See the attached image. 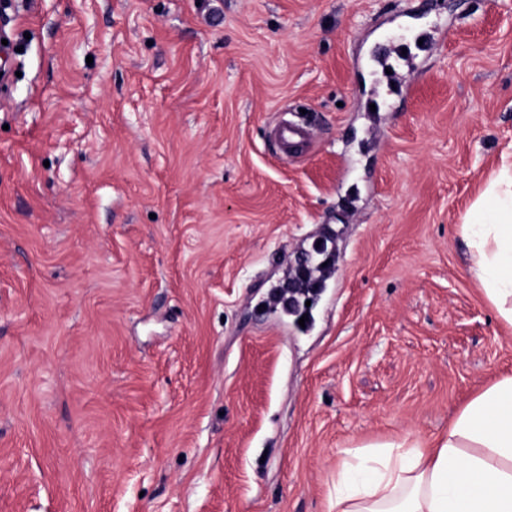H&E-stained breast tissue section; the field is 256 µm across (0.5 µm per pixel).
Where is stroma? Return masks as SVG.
I'll return each instance as SVG.
<instances>
[{"mask_svg":"<svg viewBox=\"0 0 512 512\" xmlns=\"http://www.w3.org/2000/svg\"><path fill=\"white\" fill-rule=\"evenodd\" d=\"M2 29L0 512H329L348 450L512 375L461 233L512 147V0H8ZM327 227L308 325L266 311Z\"/></svg>","mask_w":512,"mask_h":512,"instance_id":"obj_1","label":"stroma"}]
</instances>
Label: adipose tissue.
I'll list each match as a JSON object with an SVG mask.
<instances>
[{
	"label": "adipose tissue",
	"instance_id": "1",
	"mask_svg": "<svg viewBox=\"0 0 512 512\" xmlns=\"http://www.w3.org/2000/svg\"><path fill=\"white\" fill-rule=\"evenodd\" d=\"M472 271L512 328V153L466 216ZM336 512H512V375L471 398L428 441L372 444L342 460Z\"/></svg>",
	"mask_w": 512,
	"mask_h": 512
}]
</instances>
